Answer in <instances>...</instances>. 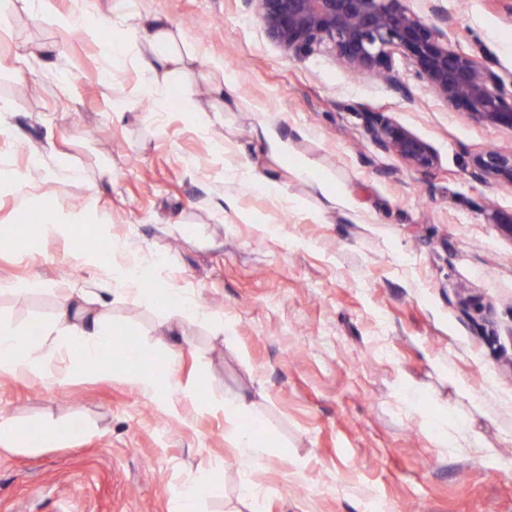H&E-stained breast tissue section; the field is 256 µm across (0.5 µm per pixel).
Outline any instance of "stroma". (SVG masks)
<instances>
[{
  "instance_id": "obj_1",
  "label": "stroma",
  "mask_w": 512,
  "mask_h": 512,
  "mask_svg": "<svg viewBox=\"0 0 512 512\" xmlns=\"http://www.w3.org/2000/svg\"><path fill=\"white\" fill-rule=\"evenodd\" d=\"M450 47L485 56L512 81V0H438ZM200 57L168 97L132 63L107 0H57L100 24L92 40L29 14L18 0L0 31V231L40 212L51 233L0 245V322L24 334L50 323L68 288L107 276L83 239L123 241L148 292L102 293L118 338L151 342L186 289L223 317L183 323L178 387L143 394L123 373L73 375L55 387L0 374V417L31 452L0 447V512H174L182 484L220 467L198 512H512V239L487 216L512 211V185L481 182L472 163L512 153V128L444 105L401 57L410 92L356 75L333 55L288 58L251 0H139ZM46 54L13 66L20 48ZM221 65L236 89L224 122L203 129L204 77ZM110 87H103L104 70ZM381 112L427 142L420 171L365 129ZM288 137L271 157L259 124ZM223 150H216V141ZM354 201L331 204L295 175L302 160ZM278 182L281 197L253 183ZM244 394L271 446L234 448L215 397ZM58 429L43 444L39 422ZM252 481L256 495L241 494Z\"/></svg>"
}]
</instances>
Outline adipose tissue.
<instances>
[{"mask_svg": "<svg viewBox=\"0 0 512 512\" xmlns=\"http://www.w3.org/2000/svg\"><path fill=\"white\" fill-rule=\"evenodd\" d=\"M112 16L127 32V40L114 43L111 48L114 63L133 62L158 88L169 87L176 77L186 70L187 62L197 56L188 46L181 33L167 19L144 13L138 0H114ZM95 289L70 291L57 306L55 324L62 328L61 336L54 339L19 336L14 329L0 325V372L24 365L29 348L41 351L42 360L48 361L63 352L79 351V371L83 374L111 372L108 351L112 345V330L107 327L103 314L96 306ZM171 309L177 320L168 324L164 336L152 343L127 349L125 360L133 365L142 360L165 353L166 360L158 375L145 376L133 371L129 381L143 391H153L157 386L175 380V365L180 335L179 320L183 317L198 318L203 314L195 298L187 290L170 291ZM212 411L223 414L233 429L236 448L247 457L257 456L261 450L254 436L242 430L240 423L251 417L252 412L245 398H216L210 403Z\"/></svg>", "mask_w": 512, "mask_h": 512, "instance_id": "ef3b65f1", "label": "adipose tissue"}]
</instances>
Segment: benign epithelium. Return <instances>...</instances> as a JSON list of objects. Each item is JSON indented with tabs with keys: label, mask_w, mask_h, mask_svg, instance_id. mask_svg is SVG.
Masks as SVG:
<instances>
[{
	"label": "benign epithelium",
	"mask_w": 512,
	"mask_h": 512,
	"mask_svg": "<svg viewBox=\"0 0 512 512\" xmlns=\"http://www.w3.org/2000/svg\"><path fill=\"white\" fill-rule=\"evenodd\" d=\"M267 38L299 59L317 47L334 52L349 71L377 75L403 95L409 89L395 75L399 55L437 99L462 107L481 122L512 128L502 78L489 61L459 54L448 46V13L435 4L419 11L406 0H250ZM365 127L381 150L417 170L435 166L436 156L422 139L380 112H367ZM479 181L512 184V154L487 150L474 160Z\"/></svg>",
	"instance_id": "benign-epithelium-1"
}]
</instances>
